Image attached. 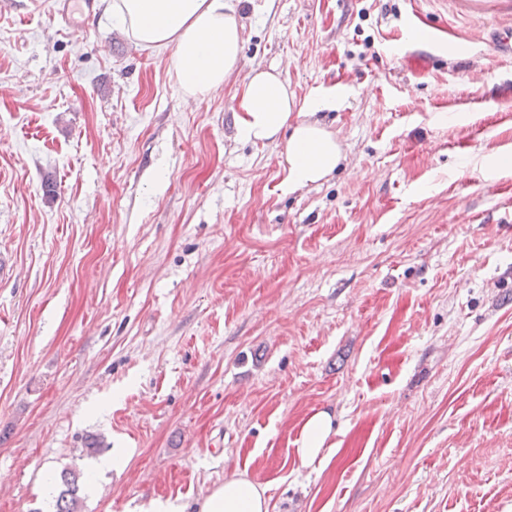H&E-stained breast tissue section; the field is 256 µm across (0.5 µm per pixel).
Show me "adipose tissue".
Instances as JSON below:
<instances>
[{
    "label": "adipose tissue",
    "mask_w": 512,
    "mask_h": 512,
    "mask_svg": "<svg viewBox=\"0 0 512 512\" xmlns=\"http://www.w3.org/2000/svg\"><path fill=\"white\" fill-rule=\"evenodd\" d=\"M112 15L144 48L174 47V74L184 100L199 102L235 73L241 26L231 0H114ZM237 131L255 143L277 142L283 128L284 185L295 189L322 182L344 158V146L314 111L298 107L277 70L254 68L238 100ZM334 430L325 409L310 413L294 440V453L305 465L321 457ZM268 486L238 473L225 478L196 507L197 512H269Z\"/></svg>",
    "instance_id": "1"
}]
</instances>
